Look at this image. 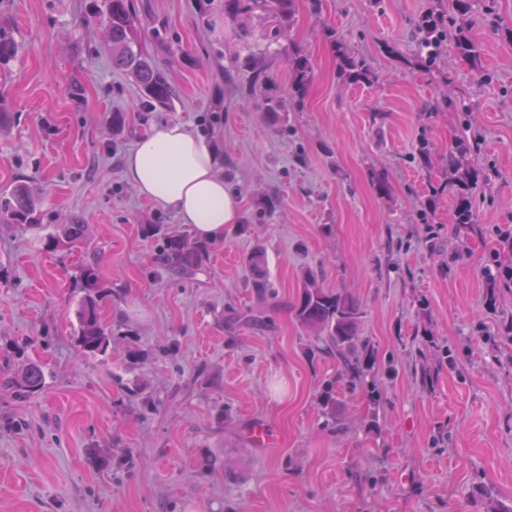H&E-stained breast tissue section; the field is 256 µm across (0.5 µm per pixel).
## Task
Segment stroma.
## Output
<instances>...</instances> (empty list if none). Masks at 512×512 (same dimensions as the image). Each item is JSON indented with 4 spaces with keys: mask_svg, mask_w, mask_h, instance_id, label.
I'll list each match as a JSON object with an SVG mask.
<instances>
[{
    "mask_svg": "<svg viewBox=\"0 0 512 512\" xmlns=\"http://www.w3.org/2000/svg\"><path fill=\"white\" fill-rule=\"evenodd\" d=\"M430 0H297L287 36L224 0H132L167 28L135 37L175 85L172 109L146 111L113 68L87 0H5L16 57L0 68V192L33 187L41 225L0 224V512H497L512 506V288L485 268L512 265V0L485 15L471 0L463 32L482 47L471 67L446 40L435 66L417 57L416 20ZM366 61L372 81L344 84L327 33ZM312 81L280 129L266 96H287L292 48ZM267 53L270 83L242 64ZM130 125L112 131L111 116ZM162 120L214 142L245 220L208 246L194 275L161 260L163 234L188 233L139 195L124 157ZM478 143V222L456 232L454 194L432 196L416 147ZM384 176L387 192L376 190ZM433 224L421 223L423 211ZM88 225L91 249L61 253L50 225ZM263 251L275 292L260 296L248 259ZM111 296L105 354L75 345L81 265ZM351 294L381 380L370 398L336 388L339 430L322 429L319 395L335 362L307 351L293 318L303 277ZM260 311L263 324L238 315ZM449 347L452 360L440 358ZM41 364L42 391L5 388ZM278 434L268 448L249 432Z\"/></svg>",
    "mask_w": 512,
    "mask_h": 512,
    "instance_id": "obj_1",
    "label": "stroma"
}]
</instances>
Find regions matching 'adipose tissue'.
<instances>
[{
  "mask_svg": "<svg viewBox=\"0 0 512 512\" xmlns=\"http://www.w3.org/2000/svg\"><path fill=\"white\" fill-rule=\"evenodd\" d=\"M215 147L184 124L154 126L125 157V177L138 193L204 241L219 242L244 220L241 199L219 172Z\"/></svg>",
  "mask_w": 512,
  "mask_h": 512,
  "instance_id": "obj_1",
  "label": "adipose tissue"
}]
</instances>
